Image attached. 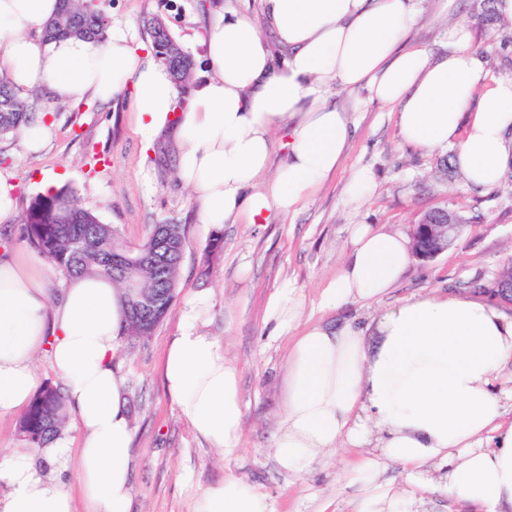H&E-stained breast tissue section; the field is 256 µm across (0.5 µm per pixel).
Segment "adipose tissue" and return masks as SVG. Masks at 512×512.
<instances>
[{
  "mask_svg": "<svg viewBox=\"0 0 512 512\" xmlns=\"http://www.w3.org/2000/svg\"><path fill=\"white\" fill-rule=\"evenodd\" d=\"M260 2L275 43L244 14L223 10L206 38L210 73L177 121L169 70L129 24L113 23L101 42L45 40L58 0H0V72L59 103L128 93L131 124L148 146L174 125L178 178L199 222L214 227L294 213L336 171L351 129L347 114L327 102L334 84L396 107L405 143L454 146L470 187L492 189L512 168V76H491L467 24L448 25V53L436 59L404 42L423 0ZM278 127L287 134V159L267 181ZM411 252L401 235L354 225L349 258L323 289V306L383 297ZM45 271L24 249L0 253V416L28 405L39 385L34 358L47 351L79 426L76 470L93 512H127L131 427L125 380L113 367L126 326L123 294L110 279L80 275L67 279L53 304ZM207 308L201 295L184 309L163 381L196 436L231 453L244 404L237 368L198 329ZM302 309L301 294L283 284L268 305L273 335H285ZM511 365L512 314L480 298L417 294L370 327L310 326L288 355L276 462L301 474L324 452L364 444L376 431L382 457L404 464L411 482L425 481L435 466L450 495L485 512L512 508V419L505 417L512 389L496 387ZM0 482L9 488L0 512H74L68 483L45 479L29 455L0 453ZM196 512L272 510L264 494L227 479L199 496Z\"/></svg>",
  "mask_w": 512,
  "mask_h": 512,
  "instance_id": "ef3b65f1",
  "label": "adipose tissue"
}]
</instances>
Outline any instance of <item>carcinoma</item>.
<instances>
[{"label":"carcinoma","mask_w":512,"mask_h":512,"mask_svg":"<svg viewBox=\"0 0 512 512\" xmlns=\"http://www.w3.org/2000/svg\"><path fill=\"white\" fill-rule=\"evenodd\" d=\"M110 24L100 0H62L58 14L46 27L49 39L79 36L100 42ZM155 57L170 70L175 84L185 89L193 68L191 55L176 49L179 42L159 17L145 21ZM29 102L0 75V137L17 135L31 125ZM24 238L63 275L92 274L118 283L128 311L126 332L135 338L151 336L168 312L176 294L183 229L157 224L132 252L120 233L82 208L72 193L61 188L35 198L22 215ZM67 418L62 392L44 387L22 413L18 431L35 448H47L61 435Z\"/></svg>","instance_id":"1"}]
</instances>
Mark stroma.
<instances>
[{"label":"stroma","instance_id":"35a3bbf8","mask_svg":"<svg viewBox=\"0 0 512 512\" xmlns=\"http://www.w3.org/2000/svg\"><path fill=\"white\" fill-rule=\"evenodd\" d=\"M245 13L264 27L259 0H108L114 20L142 26L158 15L188 50L195 75L208 72L203 36L222 8ZM460 20L473 31V49L493 75H512V26L490 14L484 0H427L408 43L433 56L448 53L444 19ZM330 103L347 112L352 138L336 175L296 213L265 224H226L220 229L199 223L196 205L176 176L178 147L160 135L162 151L145 147L128 122V94L108 103L92 99L69 106L40 96L37 121L51 133L30 150L20 137L0 138V171L11 173L21 207L41 194L49 171L66 172L65 187L81 207L112 225L130 246L139 245L157 224L184 229V251L176 297L148 340L125 337L113 363L126 379V404L133 428L131 492L128 512H193L196 497L225 478L238 479L266 494L273 512H362L366 485L356 475L363 458L379 457L373 444H342L315 460L301 475L283 471L271 448L283 414V379L288 353L297 337L315 324L331 327L356 318L367 323L382 310L431 291L469 296V281L492 280L512 261V170L495 189L468 188L462 175L447 177L443 162L453 147L432 151L404 144L397 111L372 101L366 90L332 87ZM373 175L369 193H348L355 173ZM448 207L465 217L463 231L448 251L435 259L412 260L398 283L376 302L354 301L329 310L321 304L323 288L348 256L350 230L370 224L409 233L427 210ZM223 248L211 262L204 250L213 232ZM299 288L305 305L288 334L274 338L266 324L269 297L282 284ZM211 296L201 318L203 334L219 339L224 355L239 372L244 402V435L226 455L192 431L166 393L161 367L167 345L179 329L185 303L195 294ZM17 415L0 417V450L31 452L40 473L71 486L74 512H89L77 476L72 428L61 435L66 452L29 448L17 430Z\"/></svg>","mask_w":512,"mask_h":512}]
</instances>
